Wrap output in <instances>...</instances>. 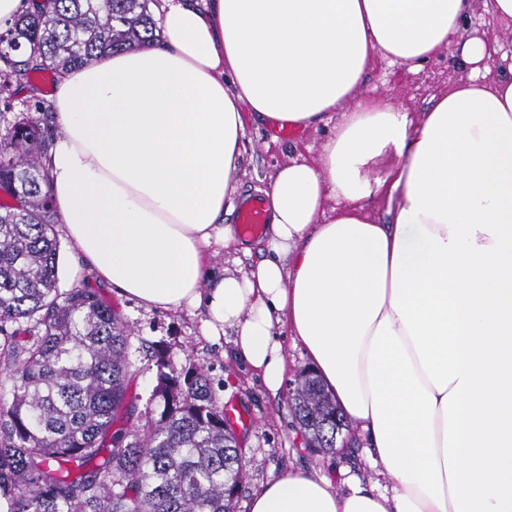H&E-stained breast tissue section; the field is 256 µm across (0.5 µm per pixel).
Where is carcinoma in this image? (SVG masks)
Here are the masks:
<instances>
[{
  "label": "carcinoma",
  "mask_w": 512,
  "mask_h": 512,
  "mask_svg": "<svg viewBox=\"0 0 512 512\" xmlns=\"http://www.w3.org/2000/svg\"><path fill=\"white\" fill-rule=\"evenodd\" d=\"M156 0H41L0 33V505L3 512H234L246 477L204 370L153 351L163 405L134 430L129 332L99 290L58 288L59 239L44 160L53 110L17 86L157 40ZM30 322L28 336L7 322ZM308 445L348 421L310 371L291 392Z\"/></svg>",
  "instance_id": "cac0c4a2"
}]
</instances>
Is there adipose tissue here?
Masks as SVG:
<instances>
[{"label":"adipose tissue","mask_w":512,"mask_h":512,"mask_svg":"<svg viewBox=\"0 0 512 512\" xmlns=\"http://www.w3.org/2000/svg\"><path fill=\"white\" fill-rule=\"evenodd\" d=\"M473 0H161V39L61 75L49 194L98 281L146 309L201 307L270 391L282 335L367 440L374 485L296 471L251 512H512V55L473 36L471 74L412 116L362 91L419 70ZM271 141L325 124L264 190L266 255L237 202L248 118ZM383 202L388 223L371 212Z\"/></svg>","instance_id":"1"}]
</instances>
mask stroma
<instances>
[{"mask_svg":"<svg viewBox=\"0 0 512 512\" xmlns=\"http://www.w3.org/2000/svg\"><path fill=\"white\" fill-rule=\"evenodd\" d=\"M459 52V45H452L418 72H400L395 65L377 61L366 77L363 90L386 96L407 111H425L450 83L468 76V69L456 63ZM292 144L291 136H282L280 143L274 144L262 129L248 127L239 178L240 194H252L266 186L272 171L293 157ZM101 292L130 330L128 399L138 411L145 412L152 407L157 375L146 349L157 344L169 351L174 367L189 362L202 366L211 380L218 406L233 404L244 413V420L237 422L234 429L245 449L248 477L238 489L236 512H250L256 490L298 468L327 474L337 485L348 471L367 478L372 476L373 470L364 456L366 442L358 427L343 431L332 452L316 453L306 447L294 423L288 387L308 365L303 351L294 346L291 337L282 339L288 356L285 386L273 394L234 355L231 336L214 339L205 335L203 309L147 311L134 301L118 296L109 286H102Z\"/></svg>","mask_w":512,"mask_h":512,"instance_id":"1","label":"stroma"}]
</instances>
